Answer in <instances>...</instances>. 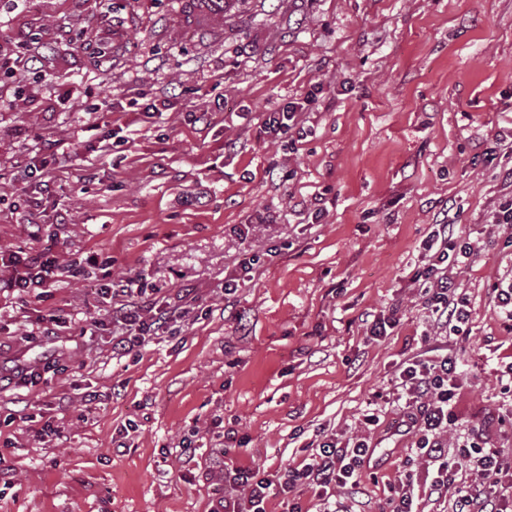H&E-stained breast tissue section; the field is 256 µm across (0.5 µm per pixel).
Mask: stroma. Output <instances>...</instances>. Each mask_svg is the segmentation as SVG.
Listing matches in <instances>:
<instances>
[{
    "label": "stroma",
    "mask_w": 512,
    "mask_h": 512,
    "mask_svg": "<svg viewBox=\"0 0 512 512\" xmlns=\"http://www.w3.org/2000/svg\"><path fill=\"white\" fill-rule=\"evenodd\" d=\"M223 2L0 0V247L52 248L65 269L49 303L0 293V368L59 367L0 382V512H210L225 433L243 441L230 462L272 472L372 406L355 498L389 512L414 436L386 397L424 348L411 276L445 221L481 248L457 274L458 411L479 426L503 403L512 332L493 284L512 241L488 218L512 198L497 137L512 124V0ZM291 101L301 140L264 128ZM50 140L49 198L22 184ZM244 253L252 277L224 294ZM128 278L173 305L193 290L174 334L130 355L112 350L103 292ZM48 306L66 328L26 341ZM380 312L400 323L375 338L364 318ZM26 415L57 434L36 437Z\"/></svg>",
    "instance_id": "stroma-1"
}]
</instances>
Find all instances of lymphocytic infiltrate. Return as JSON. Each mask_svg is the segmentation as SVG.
<instances>
[{
  "label": "lymphocytic infiltrate",
  "instance_id": "1",
  "mask_svg": "<svg viewBox=\"0 0 512 512\" xmlns=\"http://www.w3.org/2000/svg\"><path fill=\"white\" fill-rule=\"evenodd\" d=\"M425 250L428 261L415 272L416 296L423 310L424 338L458 333L470 313L468 299L460 292L454 268L460 260L475 261L479 248L469 234L452 224L438 225L429 235ZM11 268L0 279V290L24 292L37 289L38 300H47L63 270L48 253L20 256L7 254ZM144 291L134 280L113 289L114 305L108 316L125 329L113 337V349L129 352L156 335L171 322L174 310L156 302H145ZM462 361L453 353L427 355L419 352L398 364L395 399L408 412L404 422L415 436L413 453L424 472L408 471L391 484V512H420V485L430 493L450 494V512H506L512 502V455L505 454L491 429L473 426L459 414L456 397L460 388ZM302 461L285 471L270 474L249 467L224 471V493L210 512H266L265 503L277 495L285 512H304L297 488L310 489L317 512H354L352 505L338 500L340 488L357 489L371 447L365 437L339 438L330 434L311 441ZM468 476H460L461 468Z\"/></svg>",
  "mask_w": 512,
  "mask_h": 512
}]
</instances>
